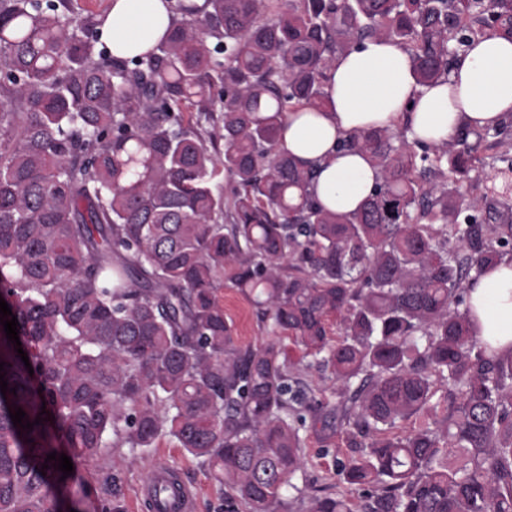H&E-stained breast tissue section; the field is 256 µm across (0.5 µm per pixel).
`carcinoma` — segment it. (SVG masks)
Listing matches in <instances>:
<instances>
[{
    "instance_id": "obj_1",
    "label": "carcinoma",
    "mask_w": 512,
    "mask_h": 512,
    "mask_svg": "<svg viewBox=\"0 0 512 512\" xmlns=\"http://www.w3.org/2000/svg\"><path fill=\"white\" fill-rule=\"evenodd\" d=\"M171 9L151 50L120 58L81 0H0V296L34 370L0 324V512H85L81 465L162 437L230 489L228 512H288L309 431L352 449L336 477L358 501L300 512H512V354H488L462 308L512 254V114L441 146L406 125L342 136L380 173L347 213L277 146L355 43L397 44L429 85L485 33L512 39V0ZM489 134L501 183L466 197ZM226 265L268 321L257 347L224 317ZM281 331L335 404L302 386Z\"/></svg>"
}]
</instances>
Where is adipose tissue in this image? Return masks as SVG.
Wrapping results in <instances>:
<instances>
[{"instance_id":"ef3b65f1","label":"adipose tissue","mask_w":512,"mask_h":512,"mask_svg":"<svg viewBox=\"0 0 512 512\" xmlns=\"http://www.w3.org/2000/svg\"><path fill=\"white\" fill-rule=\"evenodd\" d=\"M171 23L169 0H112L100 38L123 57L151 49ZM512 113V40L491 33L457 59L448 78L418 84L402 48L368 40L328 72L323 108L289 113L280 151L317 165L313 192L326 208L356 209L379 178L361 152L338 147L343 133L408 124L413 137L441 145L464 125L482 127ZM470 320L489 353L512 352V260L469 286Z\"/></svg>"}]
</instances>
